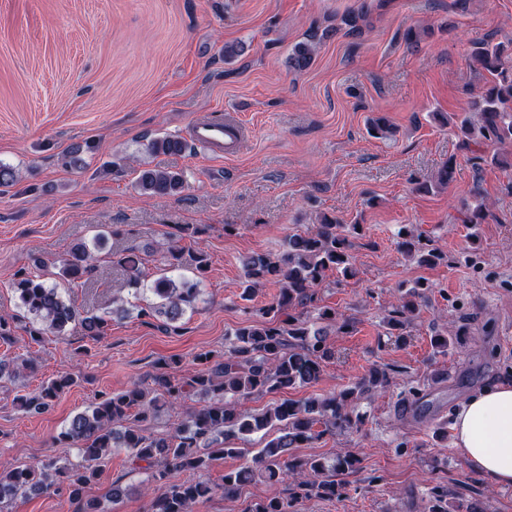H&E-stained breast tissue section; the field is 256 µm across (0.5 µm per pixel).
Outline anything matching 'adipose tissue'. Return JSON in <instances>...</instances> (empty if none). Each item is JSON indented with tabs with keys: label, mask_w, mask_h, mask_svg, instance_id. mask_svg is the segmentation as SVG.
<instances>
[{
	"label": "adipose tissue",
	"mask_w": 512,
	"mask_h": 512,
	"mask_svg": "<svg viewBox=\"0 0 512 512\" xmlns=\"http://www.w3.org/2000/svg\"><path fill=\"white\" fill-rule=\"evenodd\" d=\"M454 449L495 485L512 486V379L472 393L457 408Z\"/></svg>",
	"instance_id": "obj_1"
}]
</instances>
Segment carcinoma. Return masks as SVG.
Instances as JSON below:
<instances>
[{"label": "carcinoma", "instance_id": "1", "mask_svg": "<svg viewBox=\"0 0 512 512\" xmlns=\"http://www.w3.org/2000/svg\"><path fill=\"white\" fill-rule=\"evenodd\" d=\"M318 45L317 32L312 28L303 41L294 45L290 65L297 70L309 68ZM469 55L482 71L483 87L470 99L463 117H446L444 123L463 133L465 143L492 150L489 156H474L475 160L511 167L512 42L507 46L482 42L474 45ZM186 148L185 141L173 136L158 137L148 144L154 154H176ZM454 168V158L450 157L435 182L419 183L415 191L428 193L448 187ZM137 185L145 194L173 196L182 191L184 180L178 172L148 168L140 171ZM457 211L461 223L473 226L493 217L477 183L459 198ZM360 231L358 221L347 224L325 215L309 230L288 235L281 251L242 257L240 299L253 300L271 280L279 286L278 295L259 308L255 317L227 334L223 351L196 354L192 370L184 374L157 372L151 385L134 383L102 396L75 414L57 441L79 448L81 461L61 464L57 459H41L23 468H0V506L32 492L47 493L57 485L68 493L74 512H98L101 503L87 497L86 489L101 463L119 448L126 451L133 469L150 478L147 512H194L197 504L218 492L233 498L255 482H281L288 488L281 497L250 502L244 512H292L295 503L303 499H331L341 494L344 483L336 478L357 470L359 459L354 454L303 457L294 454L293 449L328 433L360 429L364 415L358 410L359 400L371 398L389 386L387 366H371L337 393L278 400L259 413L244 409L242 401L254 394L313 387L326 364L335 359L330 334L346 333L352 323L335 308L322 304L319 288L333 275L337 285L355 277L349 236ZM398 238L400 251L420 265L434 266L446 260L431 238L407 226L398 231ZM159 253L170 269L189 271L194 279L162 274L147 280L145 255L133 247L119 255L117 265L126 274L125 286L131 295L149 293L155 299L138 316L160 318L165 332L177 334L186 312L197 309L200 278L209 268V258L201 250L179 245L176 239ZM57 268L62 281L70 285L87 283L98 269L96 250L85 242L78 243L58 261ZM10 287L27 316L25 332L35 338L47 333L62 338L76 325L82 335L94 340L107 335L110 323L106 317L80 315L58 287L46 283L39 274L21 268L13 274ZM426 290L428 285L421 281H402L393 287L395 303L382 320L384 335L398 341L407 335L425 302ZM35 367L36 359L30 355L0 357V380L18 378ZM74 384L72 376L62 375L19 397V401L25 411L41 413L50 408L63 389ZM191 396L199 398V406L187 412L173 429L157 431L151 427V421L163 411L177 410ZM268 429L276 435L255 452L237 446L240 437ZM247 454L251 460L224 473L222 484L210 481L208 473L214 462ZM181 472H189L194 478L172 480V474ZM429 501L427 512H478L475 502L448 504V488L440 485L431 488Z\"/></svg>", "mask_w": 512, "mask_h": 512}]
</instances>
